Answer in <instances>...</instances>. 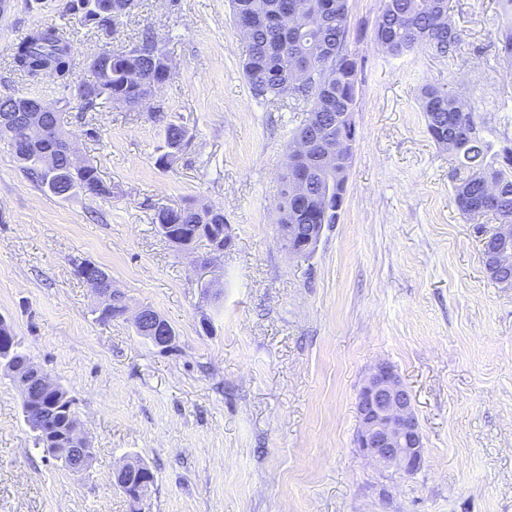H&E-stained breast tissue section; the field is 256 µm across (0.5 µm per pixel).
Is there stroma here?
Wrapping results in <instances>:
<instances>
[{"instance_id":"1","label":"stroma","mask_w":512,"mask_h":512,"mask_svg":"<svg viewBox=\"0 0 512 512\" xmlns=\"http://www.w3.org/2000/svg\"><path fill=\"white\" fill-rule=\"evenodd\" d=\"M501 2L450 0L465 32L450 64L423 49L391 55L373 40L382 0H349L357 141L343 212L313 254L291 256L278 203L308 107L252 97L228 0H138L108 38L67 0H7L0 95L67 97L56 79L11 69L35 28H67L78 85L102 49L128 48L149 26L173 62L159 96L192 141L164 169L147 110L72 101L62 128L111 193L63 199L29 181L0 140V316L73 398L95 450L79 473L45 458L17 381L0 372V512H131L112 486L131 458L156 476L143 512H512V290L484 268L482 238L454 199L455 160L428 134L419 99L423 85L452 83L493 151L512 146V68L498 43L512 12ZM190 201L222 207L231 226L216 295L200 288L206 242L178 250L156 229L160 209ZM81 262L105 270L131 309L160 314L172 347L137 335L131 318L97 322ZM382 361L421 424L412 475L355 444L356 394Z\"/></svg>"}]
</instances>
